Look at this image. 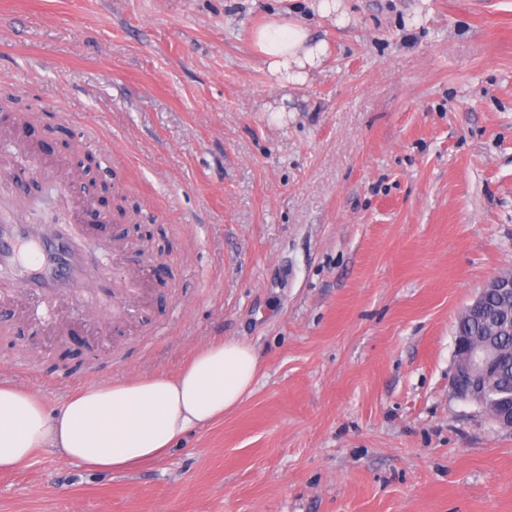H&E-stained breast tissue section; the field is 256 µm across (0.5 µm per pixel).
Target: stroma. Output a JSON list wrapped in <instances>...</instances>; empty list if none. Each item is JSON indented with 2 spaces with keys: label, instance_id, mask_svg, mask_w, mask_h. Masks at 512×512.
<instances>
[{
  "label": "stroma",
  "instance_id": "stroma-1",
  "mask_svg": "<svg viewBox=\"0 0 512 512\" xmlns=\"http://www.w3.org/2000/svg\"><path fill=\"white\" fill-rule=\"evenodd\" d=\"M0 0V87L81 140L160 249L135 322L0 315V379L55 407L236 339L260 368L162 460L48 452L0 512H512V430L455 397L454 322L512 268V0ZM327 52L274 83L253 29Z\"/></svg>",
  "mask_w": 512,
  "mask_h": 512
}]
</instances>
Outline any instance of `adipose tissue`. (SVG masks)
<instances>
[{"label": "adipose tissue", "mask_w": 512, "mask_h": 512, "mask_svg": "<svg viewBox=\"0 0 512 512\" xmlns=\"http://www.w3.org/2000/svg\"><path fill=\"white\" fill-rule=\"evenodd\" d=\"M252 38L280 84L304 81L327 50L292 18L276 16ZM255 350L222 340L198 350L176 374H152L81 390L55 408L0 381V472L50 449L88 469L124 473L162 459L191 430L235 409L259 371Z\"/></svg>", "instance_id": "obj_1"}]
</instances>
